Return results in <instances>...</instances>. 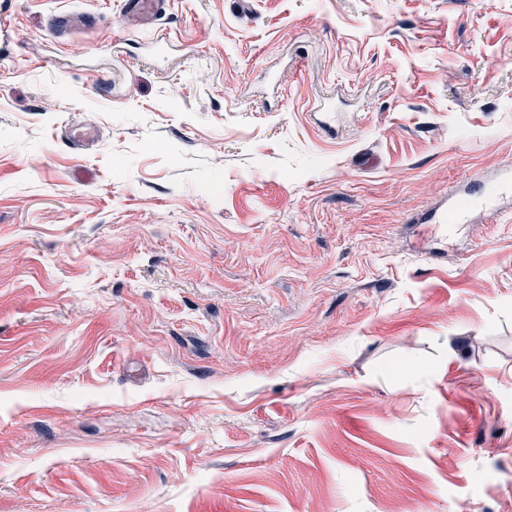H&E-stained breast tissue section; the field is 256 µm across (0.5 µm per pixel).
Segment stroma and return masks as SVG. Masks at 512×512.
<instances>
[{
    "label": "stroma",
    "mask_w": 512,
    "mask_h": 512,
    "mask_svg": "<svg viewBox=\"0 0 512 512\" xmlns=\"http://www.w3.org/2000/svg\"><path fill=\"white\" fill-rule=\"evenodd\" d=\"M248 1L0 0V512H512V0ZM127 12L137 19L140 25H149L165 8L163 0H124Z\"/></svg>",
    "instance_id": "35a3bbf8"
}]
</instances>
